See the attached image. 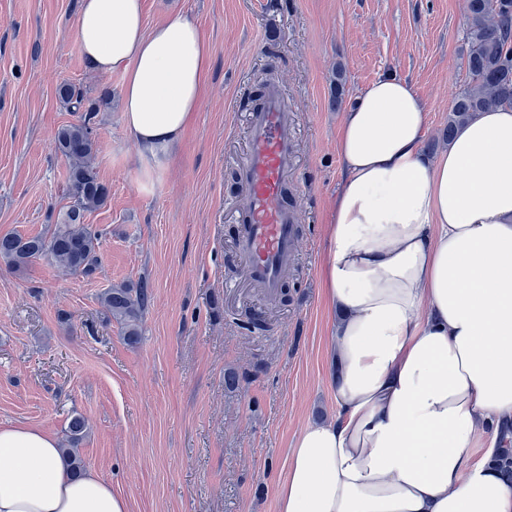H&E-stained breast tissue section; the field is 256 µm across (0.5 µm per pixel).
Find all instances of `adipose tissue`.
I'll return each instance as SVG.
<instances>
[{
  "label": "adipose tissue",
  "instance_id": "1",
  "mask_svg": "<svg viewBox=\"0 0 512 512\" xmlns=\"http://www.w3.org/2000/svg\"><path fill=\"white\" fill-rule=\"evenodd\" d=\"M89 64L122 73V125L151 191L200 106L211 68L190 20L145 27L142 0H80ZM428 109L385 74L347 109L320 275L335 415L308 423L279 512H512L492 463L512 421V107L478 113L434 156ZM0 512H127L56 439L0 428Z\"/></svg>",
  "mask_w": 512,
  "mask_h": 512
}]
</instances>
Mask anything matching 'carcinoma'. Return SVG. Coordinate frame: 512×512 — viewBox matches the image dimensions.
Listing matches in <instances>:
<instances>
[{
  "label": "carcinoma",
  "mask_w": 512,
  "mask_h": 512,
  "mask_svg": "<svg viewBox=\"0 0 512 512\" xmlns=\"http://www.w3.org/2000/svg\"><path fill=\"white\" fill-rule=\"evenodd\" d=\"M467 8L466 64L472 83L458 93L448 111L450 138L476 113L512 106V0H467ZM58 95L71 111L80 113L77 121L59 128L55 135L56 150L67 161L68 205L61 220L45 236L0 235V261L9 268L20 269L45 259L73 275L89 277L101 264L102 233L86 223V216L102 207L109 196L96 167L98 140L93 126L96 107L69 83L59 85ZM99 300L107 317L123 325L127 340L138 342L140 324L152 300L148 282L108 288ZM86 429L82 416L70 418L68 448L64 453L72 459L76 474L81 470L77 446Z\"/></svg>",
  "instance_id": "cac0c4a2"
}]
</instances>
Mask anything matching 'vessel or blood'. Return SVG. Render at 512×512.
Wrapping results in <instances>:
<instances>
[{
	"mask_svg": "<svg viewBox=\"0 0 512 512\" xmlns=\"http://www.w3.org/2000/svg\"><path fill=\"white\" fill-rule=\"evenodd\" d=\"M250 149L240 168L245 184L243 228L237 249L254 287L278 294L299 247V210L289 203L286 180L296 156L297 129L279 85L267 89L248 117Z\"/></svg>",
	"mask_w": 512,
	"mask_h": 512,
	"instance_id": "1",
	"label": "vessel or blood"
}]
</instances>
